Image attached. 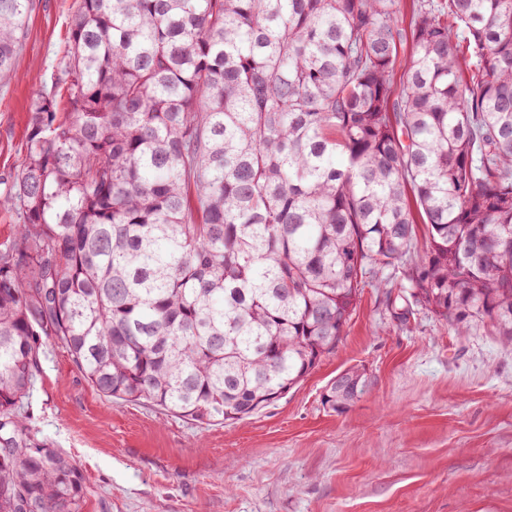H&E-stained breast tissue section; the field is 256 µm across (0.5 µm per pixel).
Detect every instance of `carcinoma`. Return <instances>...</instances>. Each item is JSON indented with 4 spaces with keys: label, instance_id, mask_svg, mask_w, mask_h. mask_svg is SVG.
Listing matches in <instances>:
<instances>
[{
    "label": "carcinoma",
    "instance_id": "1",
    "mask_svg": "<svg viewBox=\"0 0 512 512\" xmlns=\"http://www.w3.org/2000/svg\"><path fill=\"white\" fill-rule=\"evenodd\" d=\"M30 4L0 0L1 84ZM399 4L80 0L71 118L33 97L0 198V512L81 509L79 464L18 414L43 336L200 424L303 381L367 283L512 347V0H410L407 30ZM346 376L334 412L369 392ZM16 224H18L16 213L8 206H0V249L12 246L15 242Z\"/></svg>",
    "mask_w": 512,
    "mask_h": 512
}]
</instances>
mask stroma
<instances>
[{
    "mask_svg": "<svg viewBox=\"0 0 512 512\" xmlns=\"http://www.w3.org/2000/svg\"><path fill=\"white\" fill-rule=\"evenodd\" d=\"M79 3L32 0L0 85V191L25 160L33 96L66 101L60 61ZM353 366L371 391L332 412L322 394ZM20 413L81 466V512H512V349L458 337L420 306L400 318L370 285L335 348L243 423L110 399L53 341Z\"/></svg>",
    "mask_w": 512,
    "mask_h": 512,
    "instance_id": "35a3bbf8",
    "label": "stroma"
}]
</instances>
